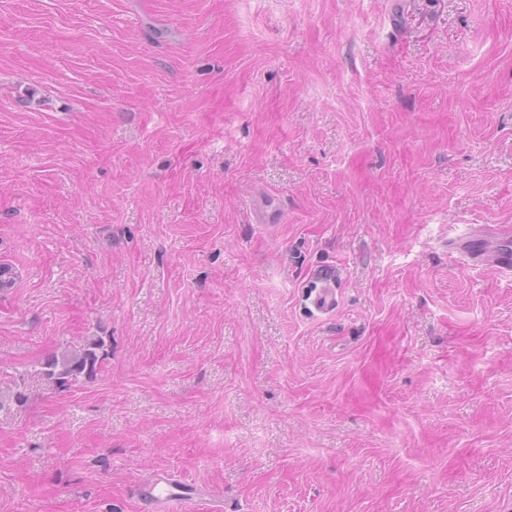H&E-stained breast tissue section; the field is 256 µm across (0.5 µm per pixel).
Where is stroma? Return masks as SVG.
I'll return each mask as SVG.
<instances>
[{
  "mask_svg": "<svg viewBox=\"0 0 512 512\" xmlns=\"http://www.w3.org/2000/svg\"><path fill=\"white\" fill-rule=\"evenodd\" d=\"M484 225L512 0H0V512H140L156 469L224 512H512ZM91 336L96 379L38 377ZM336 286L334 282H322L311 291L309 298L312 306L320 312H329L336 305Z\"/></svg>",
  "mask_w": 512,
  "mask_h": 512,
  "instance_id": "1",
  "label": "stroma"
}]
</instances>
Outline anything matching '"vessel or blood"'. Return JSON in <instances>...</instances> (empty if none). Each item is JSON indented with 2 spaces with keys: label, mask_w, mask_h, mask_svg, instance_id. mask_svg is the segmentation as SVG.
<instances>
[{
  "label": "vessel or blood",
  "mask_w": 512,
  "mask_h": 512,
  "mask_svg": "<svg viewBox=\"0 0 512 512\" xmlns=\"http://www.w3.org/2000/svg\"><path fill=\"white\" fill-rule=\"evenodd\" d=\"M498 242L494 264L506 275H512V230L494 227L487 233L486 239ZM476 240L464 255L470 261L483 260L486 249L485 241ZM309 298L312 306L320 312L331 311L336 304L334 283L325 281L311 291ZM206 498L204 490L194 487L185 479L179 478L166 470L154 471L138 485V501L142 512H194L196 506Z\"/></svg>",
  "instance_id": "obj_1"
}]
</instances>
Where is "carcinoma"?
Wrapping results in <instances>:
<instances>
[{
    "instance_id": "obj_1",
    "label": "carcinoma",
    "mask_w": 512,
    "mask_h": 512,
    "mask_svg": "<svg viewBox=\"0 0 512 512\" xmlns=\"http://www.w3.org/2000/svg\"><path fill=\"white\" fill-rule=\"evenodd\" d=\"M106 356L104 338L91 337L79 347L44 359L39 375L55 389L76 387L96 378Z\"/></svg>"
}]
</instances>
